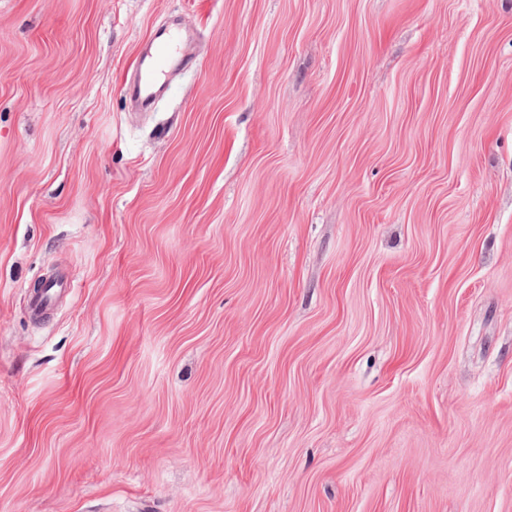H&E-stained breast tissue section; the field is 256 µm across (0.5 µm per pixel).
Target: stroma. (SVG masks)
Wrapping results in <instances>:
<instances>
[{
    "label": "stroma",
    "mask_w": 512,
    "mask_h": 512,
    "mask_svg": "<svg viewBox=\"0 0 512 512\" xmlns=\"http://www.w3.org/2000/svg\"><path fill=\"white\" fill-rule=\"evenodd\" d=\"M0 512H512V0H0ZM179 49L172 53L168 48H158L156 46L148 59H143L142 63L136 67L137 73V92L145 103L150 102L154 97L155 79L158 74H166L177 63H189L192 58L182 54L184 36L178 35Z\"/></svg>",
    "instance_id": "1"
}]
</instances>
